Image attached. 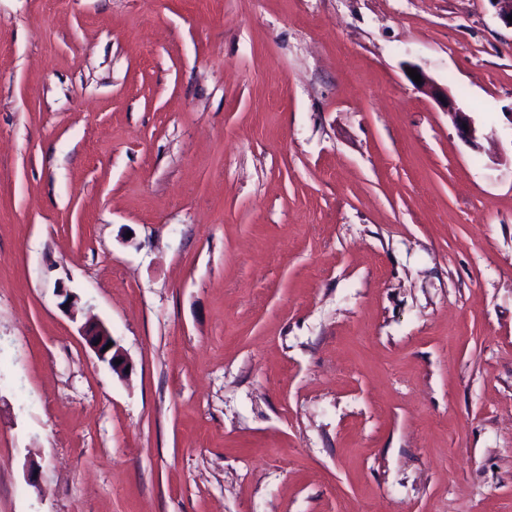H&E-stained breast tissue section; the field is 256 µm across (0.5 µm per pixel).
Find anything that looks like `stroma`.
Instances as JSON below:
<instances>
[{"label":"stroma","mask_w":512,"mask_h":512,"mask_svg":"<svg viewBox=\"0 0 512 512\" xmlns=\"http://www.w3.org/2000/svg\"><path fill=\"white\" fill-rule=\"evenodd\" d=\"M509 106L489 0H0V512H512ZM408 68L416 69L417 73L421 76V83L417 84L414 82V80H412V77L408 75V78L415 89L434 99L444 112H448V114L452 117L453 123L459 136L478 148V140L480 138L478 128L475 126L471 116L468 115V112H465L457 104L456 100L448 93V89H445L436 84L420 68L416 67L415 65L410 64L408 65ZM464 126H467L468 130H465ZM81 335L84 337L89 347L95 352L98 359L104 363H107L113 373L120 377H125L128 375V373H125V370L127 366H130V372L131 364L122 350L117 346V343L113 339L112 334L102 322H86L81 327ZM98 338H101V341H98ZM108 342H112V346L106 348ZM115 359L121 360V363L116 364Z\"/></svg>","instance_id":"obj_1"}]
</instances>
